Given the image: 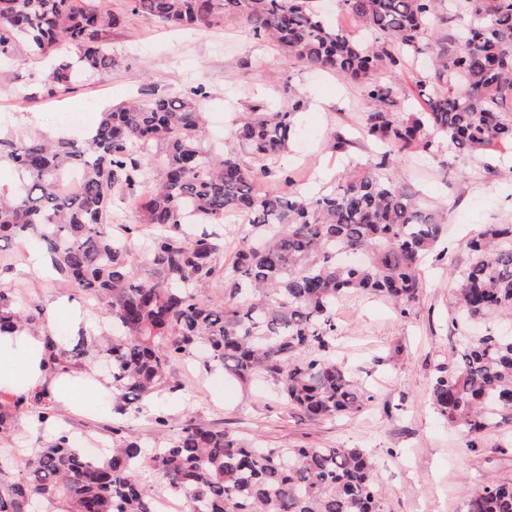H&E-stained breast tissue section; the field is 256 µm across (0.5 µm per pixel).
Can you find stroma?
Segmentation results:
<instances>
[{"mask_svg":"<svg viewBox=\"0 0 512 512\" xmlns=\"http://www.w3.org/2000/svg\"><path fill=\"white\" fill-rule=\"evenodd\" d=\"M106 39L116 60L112 70L53 96L44 91V59L20 55L16 79L0 83V133L67 135L72 128L58 121V113L83 114L90 129L117 103L200 86L206 96L199 109L211 139L231 151L237 147L240 117L255 103L282 101L288 84L305 100L292 145L276 162L292 178L293 190L332 189L349 159H365L375 151L359 132L372 107L359 84L288 62L235 16H218L199 31L131 15ZM334 134L345 140L344 150L332 149ZM390 173L426 205L446 208L448 222L437 245L443 259L422 266L419 298L407 315H399L379 295L353 296L336 306L334 357L367 392V405L351 415L310 421L266 386L244 388L222 372L203 371L199 359L186 358L168 370L171 390L140 400L128 415L131 435L151 445L191 422L254 437L270 447H359L378 464L383 512H466L471 490L491 477L512 478V424L487 429L473 449L430 401L438 368L463 345V335L448 318L456 288L453 272L467 261L463 243L482 225L512 224V153L463 155L446 143L431 158L410 150L398 154ZM0 288L16 294L20 303L42 305L48 327L68 332L67 320L53 314L54 303L76 291L35 268L26 245L0 242ZM161 414L167 426L157 425ZM53 423L104 444L110 439L112 409L101 401L92 412L58 410Z\"/></svg>","mask_w":512,"mask_h":512,"instance_id":"35a3bbf8","label":"stroma"}]
</instances>
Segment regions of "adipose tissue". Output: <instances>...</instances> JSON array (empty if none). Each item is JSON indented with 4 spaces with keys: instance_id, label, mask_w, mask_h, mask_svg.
<instances>
[{
    "instance_id": "adipose-tissue-1",
    "label": "adipose tissue",
    "mask_w": 512,
    "mask_h": 512,
    "mask_svg": "<svg viewBox=\"0 0 512 512\" xmlns=\"http://www.w3.org/2000/svg\"><path fill=\"white\" fill-rule=\"evenodd\" d=\"M45 336L27 329L0 336V390L17 387L25 376L28 389L47 388L53 401L71 409H85L94 403L104 386L88 371L71 370L48 375Z\"/></svg>"
}]
</instances>
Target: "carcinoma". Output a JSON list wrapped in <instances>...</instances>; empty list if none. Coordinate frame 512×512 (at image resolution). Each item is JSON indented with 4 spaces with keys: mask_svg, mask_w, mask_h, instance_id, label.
Masks as SVG:
<instances>
[{
    "mask_svg": "<svg viewBox=\"0 0 512 512\" xmlns=\"http://www.w3.org/2000/svg\"><path fill=\"white\" fill-rule=\"evenodd\" d=\"M148 22L203 28L222 13L242 19L285 59L358 82L372 109L363 134L383 146L349 166L329 193L294 196L256 190L272 176L267 161L288 151L303 98L284 86L288 104L253 105L234 132L239 149L215 155L199 112L203 88L151 97L104 112L77 140L0 138V162L22 188L0 198V241L36 237L56 274L85 297L107 301L112 332L102 342L47 335L51 374L68 371L93 350L109 362L113 410L168 387V368L195 352L205 370L244 385L270 382L298 413L315 421L363 409L369 397L332 356L340 299L373 293L409 313L420 288L419 267L444 231L443 210L422 204L386 174L393 156L414 148L434 156L450 142L468 155L512 145V0H339L343 13L371 40L332 26L313 0H127ZM123 16L106 0H0V64L18 50L57 52L46 83L67 92L82 76L115 63L106 33ZM429 71L415 82L419 109L399 101L397 75L425 51ZM74 169L70 184L61 173ZM135 204L139 219L122 235L108 231L112 211ZM249 227L231 263L224 219ZM155 229L144 261L130 235ZM469 261L455 272L452 322L512 320V224H487L465 243ZM224 277V301L203 289ZM38 304L20 307L0 289V335L43 321ZM45 389L0 406V434L17 413L46 424ZM437 413L478 447L482 433L512 423V331L489 325L467 338L431 388ZM112 448L88 457L70 434L54 430L38 448H0L23 473L0 466V512H156L141 471L167 481L190 512H383L374 460L358 447L271 448L224 430L187 423L148 448L111 427ZM467 512H512V479H492L472 492Z\"/></svg>",
    "mask_w": 512,
    "mask_h": 512,
    "instance_id": "cac0c4a2",
    "label": "carcinoma"
}]
</instances>
